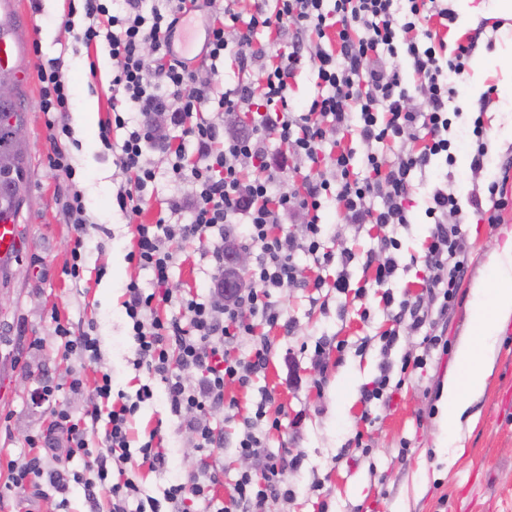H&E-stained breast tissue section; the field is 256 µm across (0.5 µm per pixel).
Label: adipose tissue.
Returning a JSON list of instances; mask_svg holds the SVG:
<instances>
[{"mask_svg":"<svg viewBox=\"0 0 512 512\" xmlns=\"http://www.w3.org/2000/svg\"><path fill=\"white\" fill-rule=\"evenodd\" d=\"M493 268L492 281L472 290V333L460 338L454 355L456 369L441 389V418L451 428L460 427L468 398L484 391L490 370L487 350L505 324L512 321V236L498 246Z\"/></svg>","mask_w":512,"mask_h":512,"instance_id":"ef3b65f1","label":"adipose tissue"}]
</instances>
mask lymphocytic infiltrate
<instances>
[{"label":"lymphocytic infiltrate","mask_w":512,"mask_h":512,"mask_svg":"<svg viewBox=\"0 0 512 512\" xmlns=\"http://www.w3.org/2000/svg\"><path fill=\"white\" fill-rule=\"evenodd\" d=\"M81 2L87 24L79 40L88 48L107 45L115 66L112 87L123 96L122 107H111L109 117L98 126V137L106 146L113 130L127 132L115 159L125 177L116 194L118 208L133 216L143 210L155 172L143 165L142 157L145 145L158 138L156 114H168L171 123L180 128L182 140L196 149L190 156L184 148H176L169 162L173 182L191 185L188 195L171 200L169 210L174 214L189 211L191 221L135 225L136 246L130 258L151 272L154 287L148 292L137 282H129L123 307L135 367L160 377L169 409L181 427L194 435L200 458L194 471L164 488L158 498L143 493L133 479L113 480L114 462L129 463L138 457L156 470L164 467L167 453L151 441L136 449L130 446L131 419L142 402L152 399L151 385H142L134 402L115 403L111 400L112 378L105 373L93 393L95 401L109 406L100 447L90 445L93 428L86 418L74 416L66 408L54 412L57 427L67 434V458L85 459L86 473L75 471L66 477L45 472L43 458L55 453V442L51 434L36 432L26 439L36 453L13 464L12 484L40 497L44 486L62 492L72 481L83 486L93 506L101 489L110 497V512H209L222 471L213 457L218 441L206 415L223 406L228 385L248 387L265 370L272 346L256 328L262 324L275 327L281 321L282 313L271 300L273 290L297 283L299 260L326 267L339 257L323 245L318 212L324 199L335 200L346 223L358 224L367 218L382 229L365 266L373 270L376 284L389 282L398 269L395 253L400 248L391 230L410 222L404 200L413 174L425 172L437 156L444 157L447 164L455 162L448 101L468 73L479 38L470 36L453 54H445L443 40L426 27L434 19L453 21L452 9L442 0H334L329 13L323 9L325 0H277L274 12L256 7L245 22L230 11L213 18L201 49L203 59L212 62L230 50L243 61L262 57L263 48L253 45L261 28L280 29L291 23L298 31L318 32L319 43L309 45L307 52L317 69L321 92L308 111L295 112L288 89L300 51L265 67L256 82L241 81L220 94L212 82H197L189 62L172 56V36L181 22L199 10L200 0H170L167 10L148 12L143 0H123L124 9L119 13L113 12L112 0ZM239 22L244 23V30L238 31L235 41H228V25ZM147 47L154 61H146L143 50ZM399 57L409 62L418 87L425 90L427 111L411 109L409 90L394 64ZM41 82L38 106L49 115L50 166L70 186L63 209L75 236L65 273L77 281L83 267L85 202L74 186L76 170L62 147L69 127L57 119L58 114L69 111L74 86L57 58L42 70ZM235 109L257 115L251 133L225 135L221 118ZM417 124L428 137L421 150L401 146L389 164L373 151V144L402 138ZM353 131L369 146L365 156L368 177L354 178L352 155L341 150L330 168L306 178L304 188L281 186L280 176L289 161L319 163L327 137ZM270 139L289 145L290 155L269 156L265 143ZM247 162L255 169L249 178L242 175ZM297 212L307 218L301 233L280 231L284 218ZM426 215L433 228L424 256L427 274L423 286L444 315L455 299L457 281L466 271L468 243L453 193L434 189ZM213 229L254 249L250 288L224 300V247L217 244L210 245L213 300L202 302L190 293L173 296L167 283L177 258L175 245H209L207 233ZM339 258L347 263L352 256L346 253ZM171 302L178 303L179 315L160 316L159 305ZM173 346L180 354L175 368L169 362ZM265 416V408H257L237 443L239 454L262 458L263 466L256 473L241 475L225 512H266L270 498L289 496L279 475L285 467H299L301 459H263L258 424Z\"/></svg>","instance_id":"1"}]
</instances>
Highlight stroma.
Listing matches in <instances>:
<instances>
[{
  "mask_svg": "<svg viewBox=\"0 0 512 512\" xmlns=\"http://www.w3.org/2000/svg\"><path fill=\"white\" fill-rule=\"evenodd\" d=\"M68 7L69 0H0V15L10 14L14 26L13 63L21 75L17 93L25 108L29 175L28 195L18 216L24 248L0 275V294L5 297L0 304V512H90L82 485L71 484L63 495L52 492L31 499L8 483L12 462L30 454L29 432L48 430L56 406L86 415L93 408L95 382L104 372L112 376L113 392L131 398L145 383L154 390L153 399L142 403L132 419L131 445L139 447L155 433L168 456L162 469L132 468L144 493L161 496L167 485L193 468L198 457L195 439L169 410L164 383L150 378L146 370L135 369L123 308L127 283L151 286L148 272L128 259L134 245L132 222L190 223L188 211L174 214L168 207L189 186L174 185L167 156L153 143L144 153L145 164L156 171L148 205L135 220L118 209L115 195L123 176L115 165V149L124 135L114 133L108 148L97 137L98 123L108 115L112 59L105 46L89 51L78 42L83 16L69 14ZM68 14L75 23L71 29L63 24ZM478 27L483 33L470 74L452 100L462 110L455 127L464 129L479 116L485 126H498L505 133L512 129V51L502 45L505 37H512V18L498 14L495 0H479L476 12L458 14L440 35L452 49ZM295 39L291 26L261 34L268 55L244 68L233 57H225L218 66L223 89L234 88L242 78H256L262 67L287 55ZM58 56L74 86L73 103L64 119L81 127L67 146L79 175L87 219L83 277L76 286L63 273L71 261L74 237L63 212L68 188L50 168L48 117L38 108L40 69ZM92 69L97 79L91 83L87 75ZM487 91L492 100L483 110L480 97ZM471 157V147L459 140L454 166L438 159L424 177H413L406 195L410 222L396 233L401 242L399 269L382 287L364 269L368 252L377 246L379 228L346 223L334 200L324 202L319 217L328 247L338 255L352 252L354 258L349 266L336 262L323 271L304 265L302 276L309 281L320 275L332 280L344 270L350 289L343 294L328 287L287 285L273 290L272 300L290 321V329L268 330L273 349L267 370L249 388L227 386L226 397L234 401V408L220 407L207 415L214 434L224 440L223 447L214 451L224 469L222 484L215 490L217 499L228 501L240 475L257 471L256 460L240 456L236 442L244 421L254 419L258 404L270 393L275 400L266 404L267 415L278 418L280 426L264 429L266 452L275 459L297 454L302 463L283 470L282 485L291 497L271 500L267 512H512V322L491 355L484 392L470 401L471 420L460 430L462 450L450 457L438 447L449 433L438 407L441 386L454 367L455 346L468 329L471 290L477 282L490 280L491 257L505 232L512 230V207L502 211L496 224L475 213L471 194L487 195L490 179L472 172ZM436 187L448 188L459 200L469 254L454 304L432 328L442 344L427 350L421 334L408 324L394 325L393 311L381 296L388 291L398 301L426 299L421 259L431 226L425 209ZM211 268L210 255L194 245L180 246L168 287L175 294L188 291L209 299ZM59 320L92 324L100 361L63 355L54 335ZM393 327L399 337L388 348L381 335ZM408 354L426 355V366L403 369ZM385 361L391 363V378L399 386L390 400L364 404L362 391ZM76 377L82 379L83 391L71 390ZM46 380L57 387L53 400L32 403V394ZM357 437L363 449H354Z\"/></svg>",
  "mask_w": 512,
  "mask_h": 512,
  "instance_id": "stroma-1",
  "label": "stroma"
}]
</instances>
